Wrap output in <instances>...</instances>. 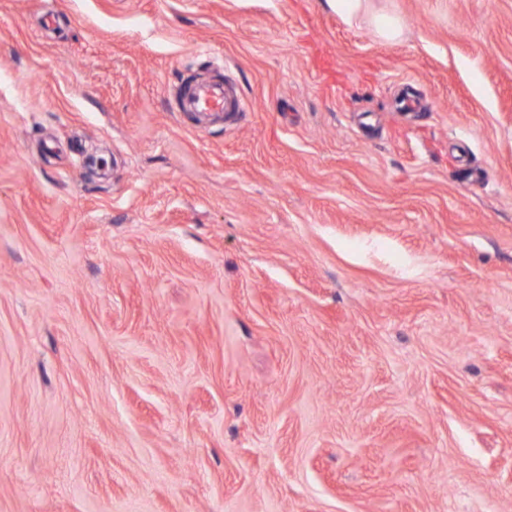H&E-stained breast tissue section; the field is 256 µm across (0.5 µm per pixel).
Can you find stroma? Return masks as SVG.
<instances>
[{
	"label": "stroma",
	"instance_id": "1",
	"mask_svg": "<svg viewBox=\"0 0 512 512\" xmlns=\"http://www.w3.org/2000/svg\"><path fill=\"white\" fill-rule=\"evenodd\" d=\"M367 8L0 0V512H512V0ZM328 6L349 24L357 23L364 10L363 0H327ZM372 24L377 36L384 42L392 43L401 35V23L397 17L375 16ZM246 105L238 86L225 78L223 82L195 84L189 92H181L178 98L179 112L200 118L209 114H224L226 122L237 117Z\"/></svg>",
	"mask_w": 512,
	"mask_h": 512
}]
</instances>
